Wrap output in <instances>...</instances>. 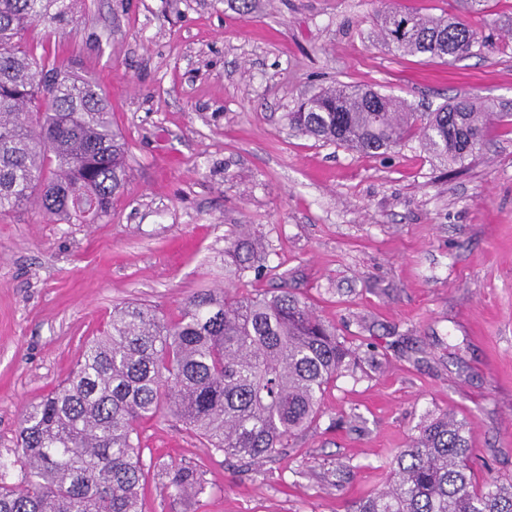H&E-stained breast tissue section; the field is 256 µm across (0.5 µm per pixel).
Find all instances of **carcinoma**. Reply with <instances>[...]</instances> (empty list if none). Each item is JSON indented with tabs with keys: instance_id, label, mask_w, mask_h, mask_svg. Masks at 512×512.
<instances>
[{
	"instance_id": "cac0c4a2",
	"label": "carcinoma",
	"mask_w": 512,
	"mask_h": 512,
	"mask_svg": "<svg viewBox=\"0 0 512 512\" xmlns=\"http://www.w3.org/2000/svg\"><path fill=\"white\" fill-rule=\"evenodd\" d=\"M73 2L0 0V216L35 204L57 223L95 224L111 216L126 184L125 142L98 85L26 37L37 23L76 33ZM378 38L399 55L443 60L482 44L460 16L397 8L380 15ZM287 119L301 134L362 153L418 137L428 154L463 168L492 124L512 115L470 98L416 112L394 96L342 85ZM267 255L244 228L224 248L225 269L241 280L264 269ZM355 365L336 327L288 289H201L176 320L127 304L68 379L24 412L14 456L26 475L6 481L0 461V512H139L138 424L162 406L224 458L250 464L315 424L328 386ZM466 426L450 412L421 423L385 486L347 512H512V478L477 477ZM169 486L203 490L192 468L173 469Z\"/></svg>"
}]
</instances>
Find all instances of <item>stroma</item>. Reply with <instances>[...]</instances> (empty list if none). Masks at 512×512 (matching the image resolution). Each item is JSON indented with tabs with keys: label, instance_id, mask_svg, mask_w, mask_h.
Masks as SVG:
<instances>
[{
	"label": "stroma",
	"instance_id": "obj_1",
	"mask_svg": "<svg viewBox=\"0 0 512 512\" xmlns=\"http://www.w3.org/2000/svg\"><path fill=\"white\" fill-rule=\"evenodd\" d=\"M435 17L457 0H79L78 31L45 25L58 63L97 80L128 147L129 178L99 224L37 206L0 217V459L7 479L25 408L70 373L114 307L174 320L197 290L291 289L355 350L322 416L284 453L241 468L160 410L139 424L141 512H346L381 487L421 422L467 419L478 476L512 477V127L494 126L467 168L419 139L360 154L288 127L331 84L424 111L461 97L512 114V0L469 16L483 45L442 61L397 57L380 14ZM269 246L262 277L234 279L241 227ZM353 476L340 484L338 464ZM193 467L201 494L168 485Z\"/></svg>",
	"mask_w": 512,
	"mask_h": 512
}]
</instances>
